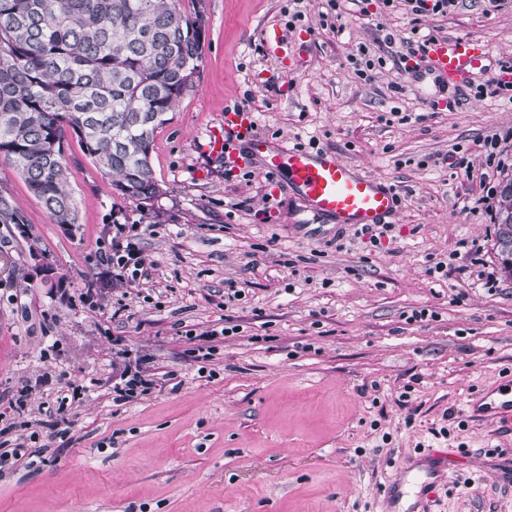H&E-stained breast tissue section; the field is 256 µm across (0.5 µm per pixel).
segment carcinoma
<instances>
[{
	"instance_id": "obj_1",
	"label": "carcinoma",
	"mask_w": 512,
	"mask_h": 512,
	"mask_svg": "<svg viewBox=\"0 0 512 512\" xmlns=\"http://www.w3.org/2000/svg\"><path fill=\"white\" fill-rule=\"evenodd\" d=\"M205 24L181 0H0V157L54 223H77L68 131L119 195H159L155 133L194 87ZM24 223L0 188V224ZM496 245L511 272V179L498 200Z\"/></svg>"
}]
</instances>
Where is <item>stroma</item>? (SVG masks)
Here are the masks:
<instances>
[{"mask_svg": "<svg viewBox=\"0 0 512 512\" xmlns=\"http://www.w3.org/2000/svg\"><path fill=\"white\" fill-rule=\"evenodd\" d=\"M287 6L203 0L194 86L154 139L153 200L113 192L70 133L78 221L57 224L0 157V187L26 218L0 224V420H24L17 435L40 452L0 471V512H385L395 465L428 448L472 460L438 512H512V479L479 467L512 439L467 416L512 371V278L486 193L512 175V102L469 90L448 112L393 67L366 83L347 62L362 47L407 53L427 33L474 36L491 54L475 82L489 83L512 63V0H460L444 17L343 0L330 27L323 0H304L292 29ZM274 33L295 59L268 51ZM229 103L271 141L317 138L395 186L382 248L310 219L287 176L267 182L255 164L251 179L225 178L212 139ZM116 224L146 225L149 283L113 281ZM227 323L238 335L198 377L192 335ZM143 355L153 387L113 400V378Z\"/></svg>", "mask_w": 512, "mask_h": 512, "instance_id": "obj_1", "label": "stroma"}]
</instances>
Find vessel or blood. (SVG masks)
<instances>
[{
  "instance_id": "obj_1",
  "label": "vessel or blood",
  "mask_w": 512,
  "mask_h": 512,
  "mask_svg": "<svg viewBox=\"0 0 512 512\" xmlns=\"http://www.w3.org/2000/svg\"><path fill=\"white\" fill-rule=\"evenodd\" d=\"M489 51L473 37L432 36L409 61L407 77L419 86L425 100L436 102L451 90L469 86L485 68ZM251 112L236 105L224 109V128L239 133L247 155L259 161L265 174L287 176L288 186L315 218L327 217L344 228L361 229L387 224L398 212L396 189L377 177L344 162L329 150L285 147L256 134ZM471 420L487 421L496 433L512 438V373L493 390L478 393L467 404ZM460 452L430 448L406 459L394 480L380 494L387 512H434L432 505L450 473L461 461Z\"/></svg>"
}]
</instances>
